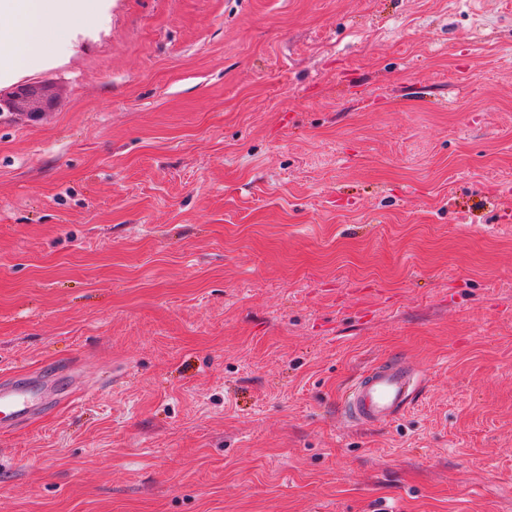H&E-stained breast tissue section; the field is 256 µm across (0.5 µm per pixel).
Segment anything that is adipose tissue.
I'll list each match as a JSON object with an SVG mask.
<instances>
[{
    "mask_svg": "<svg viewBox=\"0 0 512 512\" xmlns=\"http://www.w3.org/2000/svg\"><path fill=\"white\" fill-rule=\"evenodd\" d=\"M65 15L82 27L93 18L92 0H0V16L12 18L7 32L0 34V69L12 71L30 62L47 40V21Z\"/></svg>",
    "mask_w": 512,
    "mask_h": 512,
    "instance_id": "1",
    "label": "adipose tissue"
}]
</instances>
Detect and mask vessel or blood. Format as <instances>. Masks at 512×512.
I'll return each instance as SVG.
<instances>
[{
  "label": "vessel or blood",
  "mask_w": 512,
  "mask_h": 512,
  "mask_svg": "<svg viewBox=\"0 0 512 512\" xmlns=\"http://www.w3.org/2000/svg\"><path fill=\"white\" fill-rule=\"evenodd\" d=\"M421 375L405 358L390 357L373 364L342 391L340 411L345 422L383 426L395 421L412 404ZM37 412L30 386L0 383V429L30 420Z\"/></svg>",
  "instance_id": "1"
}]
</instances>
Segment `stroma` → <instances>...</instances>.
I'll return each instance as SVG.
<instances>
[{"label":"stroma","mask_w":512,"mask_h":512,"mask_svg":"<svg viewBox=\"0 0 512 512\" xmlns=\"http://www.w3.org/2000/svg\"><path fill=\"white\" fill-rule=\"evenodd\" d=\"M0 90V512H512V0H96ZM400 355L397 421L340 390ZM50 106V98L33 84H19L10 93H0L1 117L27 112L29 118L35 119ZM421 375L405 358L390 357L373 364L342 391L340 411L345 422L383 426L395 421L412 404ZM37 409L30 386L0 383V429L30 420Z\"/></svg>","instance_id":"stroma-1"}]
</instances>
